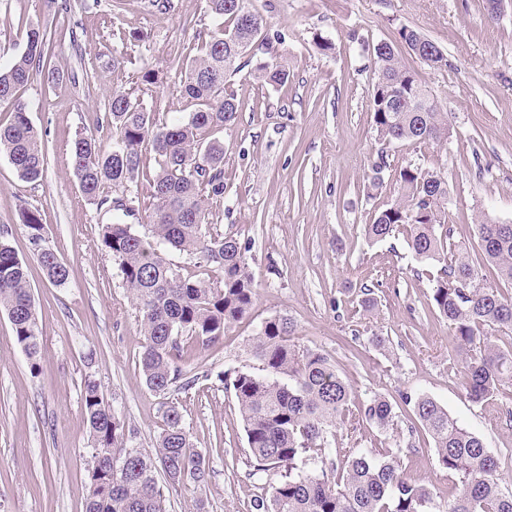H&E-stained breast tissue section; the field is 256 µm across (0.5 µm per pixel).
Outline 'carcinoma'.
<instances>
[{
	"mask_svg": "<svg viewBox=\"0 0 512 512\" xmlns=\"http://www.w3.org/2000/svg\"><path fill=\"white\" fill-rule=\"evenodd\" d=\"M207 6L221 23L200 37L181 79V92L197 102V109L162 122L132 93L116 90L96 118V129L109 128L112 149L83 133L71 149L81 193L112 213V223L101 225L100 246L112 254L140 314L145 345L139 368L146 386L158 394L183 376L189 360L185 340L197 350L214 346L250 313L257 296L248 271L249 247L212 232L209 214L224 195V145L215 133L232 126L239 112L236 96L224 87L226 75L250 65L260 50L269 54V48L256 43L262 18L246 0H207ZM55 34L46 24L28 25L24 51L0 67V106L12 109L11 122L0 127V154L28 182L43 177L47 161L17 92L38 74L57 78L50 64ZM399 36L427 65H447L441 49L419 32L403 27ZM370 52L377 68L370 107L382 147L370 160L368 188L379 192L389 180L396 196L364 226L365 236L379 243L403 229L415 257L442 264L430 301L448 321L467 398L486 407L501 387L512 385V342L498 345V334L512 332V295L471 283L480 280L478 267L487 264L512 285V224H478V249L472 251L453 240L448 184L441 173L411 164L392 167L394 144L448 138V113L439 111L420 77L401 66L392 44L379 41ZM251 74L273 88L290 78L287 65L273 54L254 64ZM146 143L154 152L155 171L143 199L139 177ZM107 185L119 195L106 194ZM142 203L150 211L149 238L126 223ZM22 218L45 280L64 286L66 266L54 251L42 252L40 212L27 209ZM7 236L0 231V312L34 368L41 338L28 268ZM162 244L216 276L183 275L162 256ZM294 332L285 317L267 319L250 344L257 370L218 374L234 391L254 473L281 472V480L253 500L255 512H512V490L505 488L512 475L501 470L479 435L428 396L416 398L413 412L433 442L439 467L448 472L447 501H440L439 489L409 477L396 452L333 447L336 430L351 419L353 389L326 355L297 344ZM82 404L94 443L85 512H167L171 495L190 481H204L206 461L193 448L177 404L167 407L165 428L151 454L125 446L124 422L90 378L84 380ZM363 415L381 433L397 427L394 407L381 396L364 405Z\"/></svg>",
	"mask_w": 512,
	"mask_h": 512,
	"instance_id": "carcinoma-1",
	"label": "carcinoma"
}]
</instances>
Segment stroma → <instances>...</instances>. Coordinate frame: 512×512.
Wrapping results in <instances>:
<instances>
[{
    "label": "stroma",
    "instance_id": "1",
    "mask_svg": "<svg viewBox=\"0 0 512 512\" xmlns=\"http://www.w3.org/2000/svg\"><path fill=\"white\" fill-rule=\"evenodd\" d=\"M263 19L259 36L288 63L281 88L228 75L239 102L221 132L224 197L211 208L218 232L249 242L257 288L251 312L186 366L191 387L148 389L139 369L145 344L138 313L112 256L99 244L110 213L82 196L71 164L76 135L113 91L138 95L161 118L194 111L178 89L198 34L215 26L206 0H0V65L25 48L32 23L54 22L51 61L61 79H34L18 97L31 107L47 170L22 180L0 155V227L27 262L42 349L30 364L0 313V512H85L92 444L82 409L95 379L126 426V445L154 450L170 404L208 469L203 482L170 496L168 512H252L251 501L277 474L252 477L236 399L219 372L250 368L249 345L262 322L290 319L299 344L325 354L352 386L354 407L386 397L399 416L396 441L411 477L447 490L448 477L418 426L411 401L425 395L500 454L512 448V386L494 405H473L448 345V323L430 303L438 262L416 260L404 236L370 244L363 232L393 188L367 196L366 173L380 147L370 92L377 78L363 43H395L448 114L447 141L402 143L395 166L441 171L448 181L454 239L477 245L481 222L512 224V0L490 17L486 0H248ZM410 27L448 58L433 68L401 45ZM327 41L329 51L318 48ZM158 72L143 82L144 68ZM26 209L39 210L50 247L69 270L58 288L33 256ZM376 299L361 315V286Z\"/></svg>",
    "mask_w": 512,
    "mask_h": 512
}]
</instances>
